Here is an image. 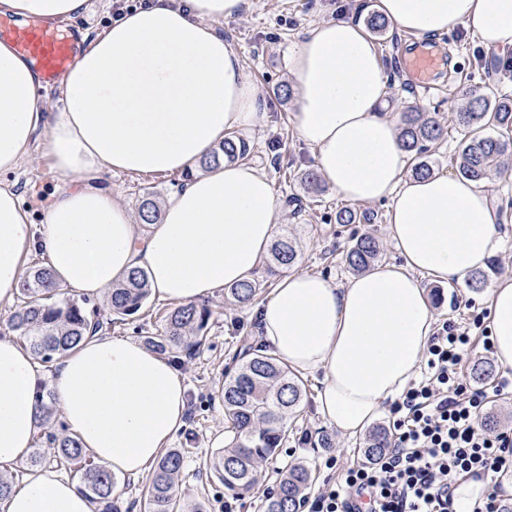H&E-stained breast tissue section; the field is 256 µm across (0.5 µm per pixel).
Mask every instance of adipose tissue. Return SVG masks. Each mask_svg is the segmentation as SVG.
<instances>
[{
    "mask_svg": "<svg viewBox=\"0 0 512 512\" xmlns=\"http://www.w3.org/2000/svg\"><path fill=\"white\" fill-rule=\"evenodd\" d=\"M250 0H150L82 33L65 75L49 83L34 60L0 41V308L14 302L26 263L42 255L54 282L104 296L137 267L154 296L194 304L249 280L276 235L279 199L269 176L240 161L202 168L230 131L260 118L259 91L219 25ZM89 0H0L19 22L74 21ZM391 29L418 37L459 30L512 49V0H379ZM292 124L337 196L388 206L401 263L376 265L345 284L320 274L281 277L256 314L270 355L320 374L318 415L340 436L361 435L414 378L436 314L417 279L466 285L500 249L487 185L445 174H405L399 126L381 106L384 67L364 27L322 22L293 50ZM57 105L49 107L48 93ZM66 176L41 226L14 184L36 133ZM183 174L155 223L136 226L103 174ZM492 355L512 369V277L488 298ZM51 388L71 432L112 473L143 475L184 424L185 377L168 358L126 337L83 340L44 374L21 338L0 336V473L25 460L38 431L36 396ZM0 512H94L70 479L44 469L0 498Z\"/></svg>",
    "mask_w": 512,
    "mask_h": 512,
    "instance_id": "1",
    "label": "adipose tissue"
}]
</instances>
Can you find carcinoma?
<instances>
[{
  "mask_svg": "<svg viewBox=\"0 0 512 512\" xmlns=\"http://www.w3.org/2000/svg\"><path fill=\"white\" fill-rule=\"evenodd\" d=\"M461 106L452 117L460 134L455 168L459 177L483 181L508 168L512 162V97L496 95L479 88L458 90ZM400 138L413 158L412 173H433L429 160L430 145L443 139L447 128L437 117L410 107L401 113ZM251 151L248 140L228 135L201 167L204 169L224 160L246 162ZM159 202L146 193L139 204L142 224L158 219ZM338 224H369L367 213L352 206L336 210ZM380 255L376 239L365 234L355 239L345 261L354 272H362ZM298 251L295 240L284 234L270 249L267 271L275 273L294 266ZM268 280L251 279L227 289V295L239 306L255 302L267 288ZM149 296L148 274L133 269L127 278L112 289L107 298V313L88 308L87 302L58 297L52 286L49 269L30 270L19 288L15 311L9 319L12 331L21 336L44 364L64 358L87 335L105 332L118 320L137 314ZM211 311L194 304L174 308L165 318L160 332L143 337L145 345L163 354L177 350L192 353L204 346ZM304 384L286 365L267 354L262 347L245 345L244 356L236 371L224 378L220 396L227 422L228 441L210 460L209 468L224 484V494L238 497L251 493L259 484L263 466L278 455L288 436V424L298 417L304 400ZM40 425L54 415V398L49 392L39 395ZM56 445L55 462L59 467L83 465L84 492L95 512H122V502L115 495L112 472L90 460L75 435H51ZM388 447L387 430L378 426L369 432L363 452L375 457ZM190 448H171L157 461L151 480L142 490L140 512H185L176 495V486L184 473ZM311 483V471L301 463L288 465L280 474L277 490L265 497L264 512H300L301 503Z\"/></svg>",
  "mask_w": 512,
  "mask_h": 512,
  "instance_id": "cac0c4a2",
  "label": "carcinoma"
}]
</instances>
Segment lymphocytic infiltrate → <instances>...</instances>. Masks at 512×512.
Returning a JSON list of instances; mask_svg holds the SVG:
<instances>
[{"label":"lymphocytic infiltrate","instance_id":"f902f5d3","mask_svg":"<svg viewBox=\"0 0 512 512\" xmlns=\"http://www.w3.org/2000/svg\"><path fill=\"white\" fill-rule=\"evenodd\" d=\"M471 329L445 321L432 336L419 376L389 408L392 442L379 456L306 497V512H452L468 480L488 484L475 512H500L499 480L512 475V433H487L489 403L512 394V371L488 387L468 382L463 353Z\"/></svg>","mask_w":512,"mask_h":512}]
</instances>
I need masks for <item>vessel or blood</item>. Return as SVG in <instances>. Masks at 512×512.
<instances>
[{"label": "vessel or blood", "instance_id": "1", "mask_svg": "<svg viewBox=\"0 0 512 512\" xmlns=\"http://www.w3.org/2000/svg\"><path fill=\"white\" fill-rule=\"evenodd\" d=\"M0 38L12 41L20 52L33 59L50 81L63 75L76 51L74 31L37 22L19 25L10 18L0 17ZM439 65L435 55L421 50L402 58V66L413 77L416 88L424 91L431 88L430 75Z\"/></svg>", "mask_w": 512, "mask_h": 512}]
</instances>
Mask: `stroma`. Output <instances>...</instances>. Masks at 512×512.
Here are the masks:
<instances>
[{
  "label": "stroma",
  "mask_w": 512,
  "mask_h": 512,
  "mask_svg": "<svg viewBox=\"0 0 512 512\" xmlns=\"http://www.w3.org/2000/svg\"><path fill=\"white\" fill-rule=\"evenodd\" d=\"M375 0H251V7L241 17L225 22L219 31L238 52L249 78L261 96L262 116L242 133L252 147L251 163L273 181L280 200L278 229L294 234L299 245V270L321 274L343 284L352 275L343 261L345 250L353 239L364 233L375 234L382 245V262L397 263L401 257L390 239L387 206L370 204L377 213L373 224H339L336 209L342 206L332 189H325L319 200H312L300 177L311 170L313 157L309 148L295 136L291 117L296 109L294 99H282L276 87L288 78V59L312 25L351 15L367 19ZM410 34L386 32L376 37L387 77V96L383 110L398 116L413 105L425 112L450 118L458 105L460 87H488L501 95L512 96V49L495 51L485 48L472 36L455 32L435 38L434 45L446 58V67L435 78L436 88L424 96L407 80L400 64L398 49L407 44ZM23 195L33 222H41L51 196L64 184L63 176L51 170L39 148H32L29 157L12 177ZM182 175H127L117 173L100 176V187L117 193L129 211H137L144 193H156L166 200L183 184ZM490 190L503 215L500 231L503 246L485 269L489 279L512 276V175L495 174ZM418 280L435 308L438 321L454 320L462 324L475 316H487L485 288L441 286L427 275ZM211 310L207 342L194 355L181 354L179 370L186 378V425L170 441L171 447L192 445L193 457L187 463L179 484L182 503L205 501L208 512H224V487L211 478L208 463L217 448L224 445V408L218 396L224 377L233 373L244 350V342H258V321L250 306H228L223 294L206 299ZM173 303L148 298L142 310L113 324L111 332L118 336L140 339L143 333L162 326V316L173 310ZM306 408L302 418L288 433L276 459L265 467L261 491L240 498L237 512H264L265 490L275 488L280 471L292 460L299 459L311 469L313 489L336 481L342 472L363 457V439L336 438L330 448L313 447L310 436L326 430L318 416L315 397L319 378L304 375Z\"/></svg>",
  "instance_id": "35a3bbf8"
}]
</instances>
